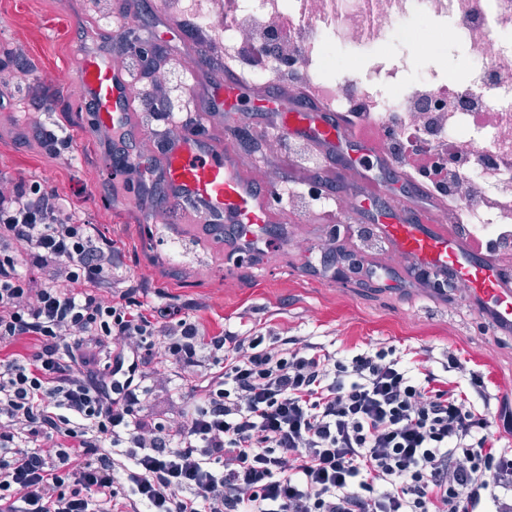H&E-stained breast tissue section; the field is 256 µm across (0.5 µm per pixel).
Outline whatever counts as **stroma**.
<instances>
[{
  "mask_svg": "<svg viewBox=\"0 0 512 512\" xmlns=\"http://www.w3.org/2000/svg\"><path fill=\"white\" fill-rule=\"evenodd\" d=\"M131 30L161 46L162 62L192 81L208 71H195L187 38L161 0H137ZM123 0H0V72L24 63L31 79L0 98V177L24 178L46 189L68 194L74 215L108 242L121 261V272L137 289L142 313L180 307L216 335L241 330L253 335L311 336L353 354L367 348L392 347L413 357L436 375L455 379L452 360L477 372L491 405L512 404V335L488 329L467 307L461 294L435 297L409 283L402 272L370 279L321 253L322 241L335 237L341 251L355 252L356 225L372 226L382 204L362 206L354 218L321 221L291 214L274 231L270 250L225 265L223 238L193 230L189 208L165 219H142L134 199L137 181L106 179L100 159L107 144L94 128V115L84 105L73 74L76 48L92 47L93 21L122 10ZM386 58L406 62L411 80L435 55L425 39L381 47ZM69 76L66 88L44 84V76ZM39 95L43 108L29 120L30 99ZM233 112L213 116L201 135L232 136L240 125V109H248L250 130L270 135L277 113L241 96ZM56 136L72 142L69 155L51 151ZM97 198H90L91 187Z\"/></svg>",
  "mask_w": 512,
  "mask_h": 512,
  "instance_id": "35a3bbf8",
  "label": "stroma"
}]
</instances>
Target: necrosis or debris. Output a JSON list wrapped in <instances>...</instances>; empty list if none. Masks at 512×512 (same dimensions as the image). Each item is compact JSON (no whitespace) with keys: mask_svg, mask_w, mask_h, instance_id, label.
Segmentation results:
<instances>
[{"mask_svg":"<svg viewBox=\"0 0 512 512\" xmlns=\"http://www.w3.org/2000/svg\"><path fill=\"white\" fill-rule=\"evenodd\" d=\"M197 1L174 0L194 9L197 25L217 30L233 51L258 48L290 24L318 92L340 109L369 106L385 143L444 137L466 144V152L443 159L448 169L463 173L450 186L462 207L476 203L493 210L512 198V102L472 105L459 95L455 79L436 67L401 84L400 67L386 66L377 52L420 21L441 42L465 43L485 80L512 89V50L498 38L499 32L512 33V0H201V10ZM293 44L256 68L255 79L272 81L279 68L292 65L299 58ZM355 49L365 70L360 79L345 73Z\"/></svg>","mask_w":512,"mask_h":512,"instance_id":"1","label":"necrosis or debris"}]
</instances>
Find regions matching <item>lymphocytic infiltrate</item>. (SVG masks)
<instances>
[{"label": "lymphocytic infiltrate", "mask_w": 512, "mask_h": 512, "mask_svg": "<svg viewBox=\"0 0 512 512\" xmlns=\"http://www.w3.org/2000/svg\"><path fill=\"white\" fill-rule=\"evenodd\" d=\"M145 112H170L174 72L112 42ZM406 140L392 162L449 199L443 153ZM70 197L0 178V512H512V406L478 411L466 393L396 355L326 349L306 336H209L133 313L136 292ZM111 289L113 300L99 296ZM108 346L110 368L93 350ZM162 346L185 372L219 363L179 420L141 414Z\"/></svg>", "instance_id": "1"}]
</instances>
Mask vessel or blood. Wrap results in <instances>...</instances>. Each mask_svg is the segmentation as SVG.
<instances>
[{
  "label": "vessel or blood",
  "instance_id": "vessel-or-blood-1",
  "mask_svg": "<svg viewBox=\"0 0 512 512\" xmlns=\"http://www.w3.org/2000/svg\"><path fill=\"white\" fill-rule=\"evenodd\" d=\"M75 77L96 104L98 131L122 129L128 134L125 155L102 159L108 177L119 179L125 165L147 162L143 133L132 126L136 90L124 64L105 51H84ZM243 91V85L230 78L216 77L208 85V98L229 112ZM210 117V112H197L194 128L180 134L175 145L151 163L154 178L168 198L201 208L202 232H209L214 222L234 224L245 241L265 240L269 226L288 220L274 204L276 187L256 185L229 142L197 136V129L206 126ZM279 131L335 157L356 152L378 164L387 155L382 143L354 133L343 114L317 104L284 107ZM375 231L385 248L367 254L368 267H382L393 256L409 268L461 283L466 303L483 323L503 335L512 334V275L496 264L492 251L480 246L466 225L447 223L438 207L412 209L396 202L386 209Z\"/></svg>",
  "mask_w": 512,
  "mask_h": 512
}]
</instances>
